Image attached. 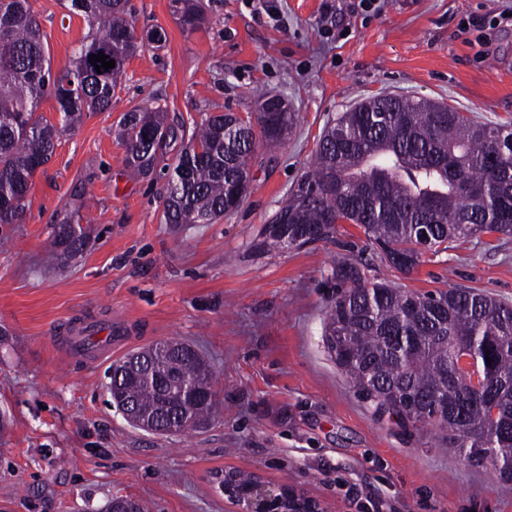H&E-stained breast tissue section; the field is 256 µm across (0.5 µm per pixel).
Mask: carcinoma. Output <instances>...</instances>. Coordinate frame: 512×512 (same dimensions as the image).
Segmentation results:
<instances>
[{"label": "carcinoma", "instance_id": "carcinoma-1", "mask_svg": "<svg viewBox=\"0 0 512 512\" xmlns=\"http://www.w3.org/2000/svg\"><path fill=\"white\" fill-rule=\"evenodd\" d=\"M215 0H171L185 31L207 20ZM88 34L71 68L52 77L51 56L30 0H0V225L18 224L31 179L52 157L58 128L38 114L54 99L64 129L85 112L112 109L126 62L162 29H138L127 0H67ZM104 53L117 66L97 73L89 55ZM277 99L257 95V122L265 140L292 128L294 115ZM167 105L124 112L116 136L125 163L147 175L167 170L163 219L167 224H212L244 201L256 150L251 122L209 113L188 132L167 122ZM345 222L358 226L397 269L410 272L423 254L448 250V241L482 233L512 237V129L481 123L447 105L419 99H370L341 113L323 132L314 168L293 197L265 225L261 245L278 248L322 240ZM85 238L66 213L53 247L78 253ZM331 276L348 285L330 307L325 332L336 364L353 387L405 424L448 429V445L468 449L475 464L491 448L512 449V305L466 288L411 293L385 282L365 283L345 262ZM123 360L112 381V401L154 417L159 434L181 433L217 409L214 374L178 340L155 342ZM471 358L468 383L459 362ZM491 362H486V359ZM220 483L245 491L258 480L218 472Z\"/></svg>", "mask_w": 512, "mask_h": 512}]
</instances>
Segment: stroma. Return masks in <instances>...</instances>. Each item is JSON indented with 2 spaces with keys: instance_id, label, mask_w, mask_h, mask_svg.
<instances>
[{
  "instance_id": "35a3bbf8",
  "label": "stroma",
  "mask_w": 512,
  "mask_h": 512,
  "mask_svg": "<svg viewBox=\"0 0 512 512\" xmlns=\"http://www.w3.org/2000/svg\"><path fill=\"white\" fill-rule=\"evenodd\" d=\"M219 0L183 30L170 0H128L161 46L124 68L108 112L61 129L35 174L21 223L0 228V512H105L117 496L145 512H239L215 472L252 474L316 500L322 512H512V482L448 445L447 432L407 426L349 384L325 340L340 284L332 263L363 281L411 292L470 288L512 304V237L482 234L390 267L363 232L262 249L260 234L312 168L327 124L379 96L424 98L479 122L512 125V25L490 53L464 30L494 0H387L377 14L324 0ZM53 74L87 34L61 0H31ZM280 97L295 122L284 142L258 141L250 192L212 224H167L163 170L132 174L113 128L154 98L186 128L208 112L257 116L256 90ZM87 187V198L77 195ZM75 212L82 253L47 262L53 226ZM111 340L97 362L79 330ZM193 344L217 376L208 424L171 436L132 427L111 403L113 361L166 339Z\"/></svg>"
}]
</instances>
